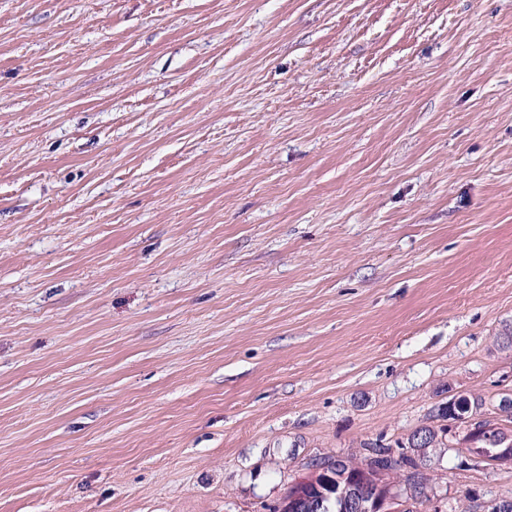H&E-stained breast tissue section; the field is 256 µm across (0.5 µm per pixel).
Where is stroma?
<instances>
[{"instance_id":"stroma-1","label":"stroma","mask_w":512,"mask_h":512,"mask_svg":"<svg viewBox=\"0 0 512 512\" xmlns=\"http://www.w3.org/2000/svg\"><path fill=\"white\" fill-rule=\"evenodd\" d=\"M505 393L512 0H0V512H274Z\"/></svg>"}]
</instances>
